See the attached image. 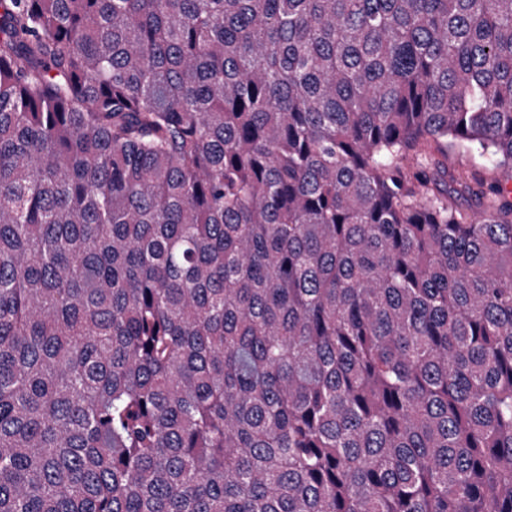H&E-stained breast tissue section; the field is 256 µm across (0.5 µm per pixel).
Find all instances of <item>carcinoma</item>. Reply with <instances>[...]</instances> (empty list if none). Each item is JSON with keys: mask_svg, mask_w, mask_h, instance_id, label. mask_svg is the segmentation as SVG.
Instances as JSON below:
<instances>
[{"mask_svg": "<svg viewBox=\"0 0 512 512\" xmlns=\"http://www.w3.org/2000/svg\"><path fill=\"white\" fill-rule=\"evenodd\" d=\"M512 0H0V512H512ZM448 171L473 174L484 178L487 183L499 181L501 184L506 185L507 188L510 187L511 183L512 188V181L507 184L505 178L500 173L487 169L484 166V160L478 157V155L465 153L450 146H448Z\"/></svg>", "mask_w": 512, "mask_h": 512, "instance_id": "obj_1", "label": "carcinoma"}]
</instances>
